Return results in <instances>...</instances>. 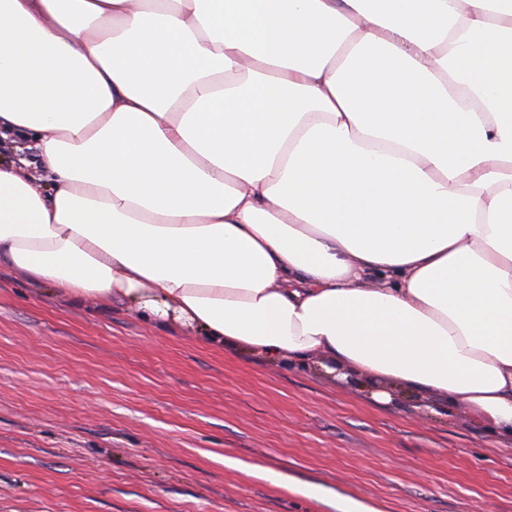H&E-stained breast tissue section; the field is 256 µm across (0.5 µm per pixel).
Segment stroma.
<instances>
[{
  "instance_id": "obj_1",
  "label": "stroma",
  "mask_w": 512,
  "mask_h": 512,
  "mask_svg": "<svg viewBox=\"0 0 512 512\" xmlns=\"http://www.w3.org/2000/svg\"><path fill=\"white\" fill-rule=\"evenodd\" d=\"M348 499L512 512V437L447 396L212 346L0 264V512H342Z\"/></svg>"
}]
</instances>
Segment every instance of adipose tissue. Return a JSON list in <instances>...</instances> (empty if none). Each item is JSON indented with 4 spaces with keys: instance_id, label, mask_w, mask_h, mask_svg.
<instances>
[{
    "instance_id": "1",
    "label": "adipose tissue",
    "mask_w": 512,
    "mask_h": 512,
    "mask_svg": "<svg viewBox=\"0 0 512 512\" xmlns=\"http://www.w3.org/2000/svg\"><path fill=\"white\" fill-rule=\"evenodd\" d=\"M512 0H0V259L512 433Z\"/></svg>"
}]
</instances>
